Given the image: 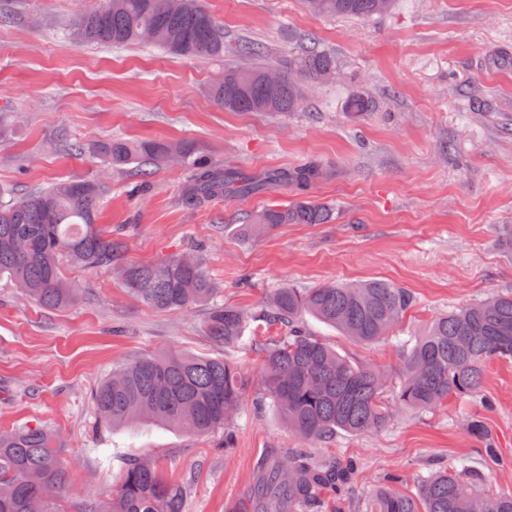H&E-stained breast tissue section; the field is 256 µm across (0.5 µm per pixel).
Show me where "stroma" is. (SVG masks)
<instances>
[{
  "label": "stroma",
  "mask_w": 512,
  "mask_h": 512,
  "mask_svg": "<svg viewBox=\"0 0 512 512\" xmlns=\"http://www.w3.org/2000/svg\"><path fill=\"white\" fill-rule=\"evenodd\" d=\"M101 0H5L14 15L0 27V119L12 124L0 144V187L11 195L62 179H102L108 192L98 221L123 245L125 264L198 251L224 304L256 310L274 288L384 279L409 288L416 305L396 336L353 342L307 315L305 329L340 354L397 370L404 343L435 316L512 292V252L495 233L512 224V0H397L370 19L329 18L303 0H205L223 25L224 55L191 59L152 44L83 45L69 30ZM312 35L336 55V82L309 88L288 116L228 112L208 86L226 68L249 61L235 51L251 39L272 49V64ZM362 93L371 112L355 118L344 101ZM192 140L215 163L250 171L312 159L325 177L314 199L333 205L330 224H283L254 241L242 238L246 215L287 205L295 191L187 206L191 171L174 166L132 193L134 166L103 168L99 140ZM84 146L82 153L70 143ZM79 304L45 310L0 278V431L20 425L58 433L68 467L61 497L81 512L112 498L130 460L148 459L184 487L186 512H248L249 494L271 450L299 447L282 417L257 407L260 332L247 329L241 349L214 344L207 307L159 311L130 297L110 270L73 267ZM178 352L232 360L245 381L234 418V446L223 432L193 435L141 422L111 427L91 393L113 366L148 353ZM486 421L500 461L468 432ZM316 456L359 463L349 506L357 508L390 472L404 490L429 461L464 456L493 491L512 494V362L484 369L479 397L449 399L434 413L401 414L378 432H337Z\"/></svg>",
  "instance_id": "obj_1"
}]
</instances>
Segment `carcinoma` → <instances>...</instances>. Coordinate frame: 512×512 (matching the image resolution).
Segmentation results:
<instances>
[{"instance_id": "1", "label": "carcinoma", "mask_w": 512, "mask_h": 512, "mask_svg": "<svg viewBox=\"0 0 512 512\" xmlns=\"http://www.w3.org/2000/svg\"><path fill=\"white\" fill-rule=\"evenodd\" d=\"M307 8L326 17L370 18L387 13L395 0H305ZM155 31V45L179 57L224 55V28L201 0H104L81 14L73 26L79 43L127 45L145 41ZM238 51L260 58L266 47L242 40ZM273 68L252 65L224 70L208 89L210 100L228 112L287 114L298 110L308 86L330 81L336 56L313 42L301 43L279 72L272 91L266 76ZM348 112H369L373 102L352 94ZM108 167L136 165L148 179L174 164L192 170L185 202L200 207L213 200L254 196L276 187L298 191L287 206H268L250 214L244 238L254 240L281 224H325L330 211L307 196L322 179L317 162L273 168L248 175L220 167L194 142L149 139L129 143L120 138L93 146ZM104 186L67 179L0 202V277L45 309L75 304L79 289L67 278L63 262L87 269H111L127 292L160 310H188L211 303L205 331L226 348L240 344L252 322L272 334L263 350L265 398L304 444H315L338 431H378L406 410L431 412L450 398L480 392L483 367L493 359L512 360V294H495L455 307L411 337L399 369L391 373L350 359L304 330L309 314L342 335L371 344L394 335L416 304L408 289L382 279L333 283L302 289L290 284L274 289L262 308L249 316L216 301L218 286L200 260L173 253L160 260L124 266L121 244L98 224ZM244 380L237 366L220 358L188 354L146 355L120 364L92 393L101 420L114 427L152 421L191 434L226 430L242 402ZM468 432L493 455L485 423L469 419ZM58 435L42 426L0 432V512H67L57 493L68 472L60 456ZM357 465L338 456L319 458L310 449L270 453L258 471L253 512H344ZM398 474H389L368 499L364 512H512V495H498L485 474L462 459L430 469L417 480V494L398 489ZM185 493L170 483L158 466L133 460L118 488L99 512H184Z\"/></svg>"}]
</instances>
